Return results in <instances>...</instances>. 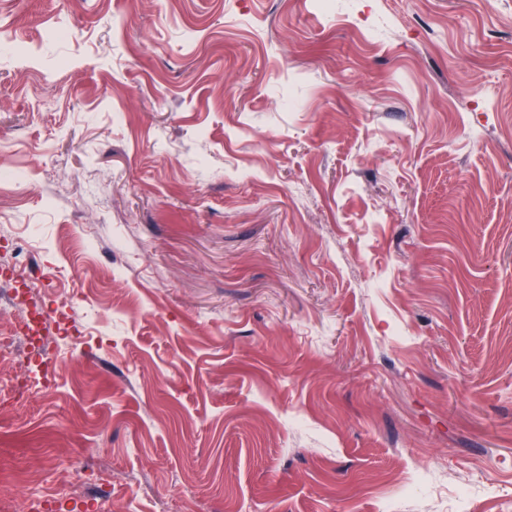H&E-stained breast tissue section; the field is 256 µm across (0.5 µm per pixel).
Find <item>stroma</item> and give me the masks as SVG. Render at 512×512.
Returning a JSON list of instances; mask_svg holds the SVG:
<instances>
[{
	"instance_id": "obj_1",
	"label": "stroma",
	"mask_w": 512,
	"mask_h": 512,
	"mask_svg": "<svg viewBox=\"0 0 512 512\" xmlns=\"http://www.w3.org/2000/svg\"><path fill=\"white\" fill-rule=\"evenodd\" d=\"M0 140V512H512V0H0ZM33 288L31 285L22 284L21 286L11 288L9 300L12 305L18 308L28 309L26 315L21 319L22 336H25L27 343L35 348L41 338L47 334L48 323L51 318V312L41 309L30 311L29 306L34 301Z\"/></svg>"
}]
</instances>
